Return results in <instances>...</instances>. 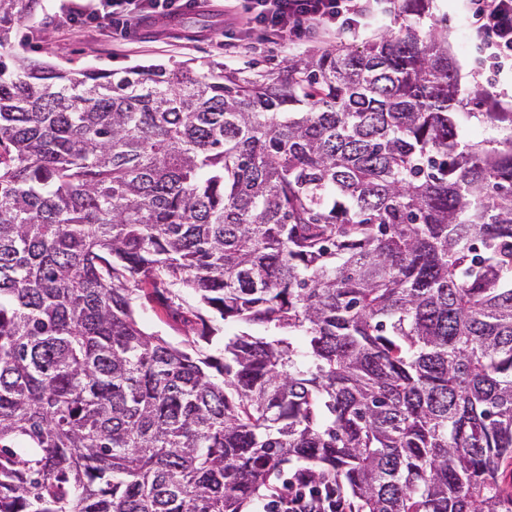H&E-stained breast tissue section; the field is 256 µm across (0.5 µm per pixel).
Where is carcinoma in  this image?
<instances>
[{
    "mask_svg": "<svg viewBox=\"0 0 512 512\" xmlns=\"http://www.w3.org/2000/svg\"><path fill=\"white\" fill-rule=\"evenodd\" d=\"M430 2L267 78L33 63L0 0V512H512V112ZM136 316L146 332H156L174 343L181 342L188 336L190 339H197L201 347L207 348L203 341L193 336L189 324L184 323L181 317H173L162 297L155 293L146 299L142 294L137 302ZM292 473H284L279 480H275L276 485L283 489V482ZM291 486L285 487V491L278 496L274 502L277 512H350L349 502L338 495L333 487L324 486L314 490L308 488L309 480L305 473L296 474L291 479Z\"/></svg>",
    "mask_w": 512,
    "mask_h": 512,
    "instance_id": "carcinoma-1",
    "label": "carcinoma"
}]
</instances>
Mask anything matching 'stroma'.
<instances>
[{"label": "stroma", "instance_id": "1", "mask_svg": "<svg viewBox=\"0 0 512 512\" xmlns=\"http://www.w3.org/2000/svg\"><path fill=\"white\" fill-rule=\"evenodd\" d=\"M71 4L72 0H39L34 18L24 21L15 31L18 50L32 61L72 70H118L159 62L173 66L186 63L201 72L206 63L216 61L228 71L275 75L293 56L331 48L340 42L360 47L398 29L391 0H366L353 27L330 34L307 33L286 51L273 43L265 31L249 24V0H238L232 9L225 8L224 0H210L205 9L175 16L174 37L123 41L109 23L68 32L65 16ZM434 31L448 38L465 97L486 93L501 111L512 112V73L493 75L481 65L479 51L467 36L459 0H433L432 17L420 30L421 39H428ZM136 316L146 332L158 333L175 343L191 334L189 324L173 317L156 294L138 301Z\"/></svg>", "mask_w": 512, "mask_h": 512}]
</instances>
